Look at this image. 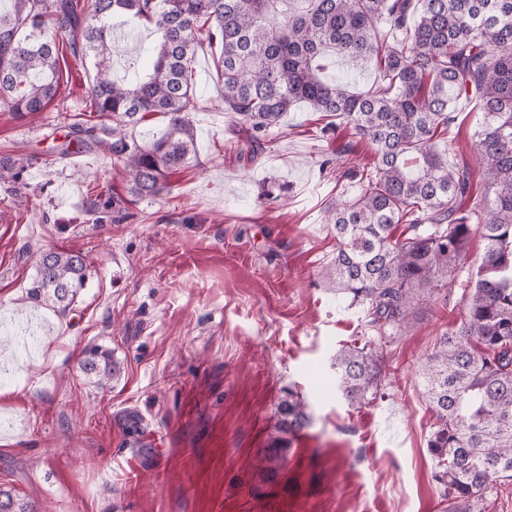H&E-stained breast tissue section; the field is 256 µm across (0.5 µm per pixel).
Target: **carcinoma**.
Here are the masks:
<instances>
[{
  "instance_id": "1",
  "label": "carcinoma",
  "mask_w": 512,
  "mask_h": 512,
  "mask_svg": "<svg viewBox=\"0 0 512 512\" xmlns=\"http://www.w3.org/2000/svg\"><path fill=\"white\" fill-rule=\"evenodd\" d=\"M0 13V104L42 112L58 90L59 39L76 58L95 59L78 122L79 149L122 161L127 200L101 194L86 206L96 224H122L133 200L171 190L169 176L195 153L191 97L198 32L206 31L224 79V111L238 127V156L250 162L269 131L305 102L336 118L374 151L358 194L325 216L336 256L321 277L366 310L379 339L405 327L420 299L448 287L470 239L484 242L471 273L460 327L443 334L420 365L435 418L428 440L434 480L445 500L466 503L512 477V0H11ZM129 32L154 35L150 73L133 84L112 77L113 18ZM366 59L380 82L361 92L324 76L336 59ZM461 99L479 106L477 155L493 197L468 210L467 163L439 148ZM149 114L166 119L162 135L142 144L129 128ZM24 160L0 158V182L22 198ZM86 262L67 251L42 254L27 299L66 312L84 287ZM383 355L369 340L339 349L336 389L351 406L376 397ZM82 372L104 388L120 375L112 350L94 347ZM276 436L262 465L282 466L292 439L309 423L293 392L277 404ZM0 512H35L0 487Z\"/></svg>"
}]
</instances>
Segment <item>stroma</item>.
Returning <instances> with one entry per match:
<instances>
[{"mask_svg": "<svg viewBox=\"0 0 512 512\" xmlns=\"http://www.w3.org/2000/svg\"><path fill=\"white\" fill-rule=\"evenodd\" d=\"M59 87L43 112L0 105V158L26 159V201L0 184V487L38 512H512V479L452 507L427 447L433 415L419 367L459 327L461 290L419 302L385 347L375 400L336 394V352L373 333L362 307L319 276L336 254L328 207L359 192L348 169L374 166L369 144L293 108L255 162L237 155L224 81L208 44L195 58L196 154L170 193L94 223L87 200L125 197L110 154L61 155L86 118L93 59L59 51ZM481 119L461 104L448 158L466 162L472 197L487 187L475 149ZM82 253L87 281L66 316L26 298L42 252ZM42 330L18 350L12 323ZM123 364L110 387L80 370L87 348ZM310 424L277 474L258 465L285 391ZM141 418L128 435L125 417ZM153 449L151 458L139 456Z\"/></svg>", "mask_w": 512, "mask_h": 512, "instance_id": "stroma-1", "label": "stroma"}]
</instances>
